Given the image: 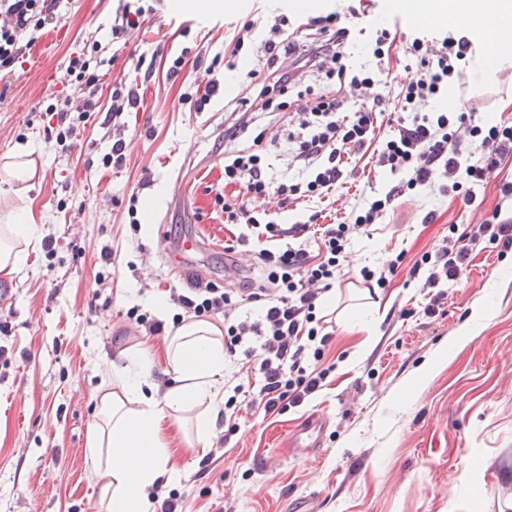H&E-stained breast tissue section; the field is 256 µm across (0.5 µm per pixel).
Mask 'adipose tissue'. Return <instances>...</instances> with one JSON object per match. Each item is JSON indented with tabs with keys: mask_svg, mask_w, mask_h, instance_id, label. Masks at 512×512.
<instances>
[{
	"mask_svg": "<svg viewBox=\"0 0 512 512\" xmlns=\"http://www.w3.org/2000/svg\"><path fill=\"white\" fill-rule=\"evenodd\" d=\"M412 10L429 20L464 12L474 22L497 21L496 43L512 41V0H413ZM25 202H18L0 225V273L20 272L25 263L24 242L31 236ZM127 363L116 371V386L102 390L99 418L88 439V452L102 481L105 512H149V494L163 478L174 479L161 421L189 407L198 408V441L211 434L213 419L204 410L218 395L224 379V341L220 328L208 321H189L171 336L167 363L176 380L159 391L151 378L148 350L126 351Z\"/></svg>",
	"mask_w": 512,
	"mask_h": 512,
	"instance_id": "obj_1",
	"label": "adipose tissue"
}]
</instances>
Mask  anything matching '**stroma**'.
I'll list each match as a JSON object with an SVG mask.
<instances>
[{"mask_svg":"<svg viewBox=\"0 0 512 512\" xmlns=\"http://www.w3.org/2000/svg\"><path fill=\"white\" fill-rule=\"evenodd\" d=\"M201 0L179 10L159 0L139 29L113 39L112 17L138 0H56L45 26L29 31L14 71L0 75V163L36 144L34 174L26 182L33 233L22 271L0 274L11 292L0 302V512H104L101 484L87 453L98 388L109 363L147 347L160 386L174 378L165 335L145 336L127 319L131 307L171 323L178 308L170 287H252L261 283L254 252L285 247L255 229L224 221V104L244 96L241 58L222 92L203 111L180 99L186 84L207 83V67L223 54L237 24L287 15L291 25L354 8V25L371 28L399 19L401 30L455 34L469 27L461 15L431 24L396 9L394 0ZM106 50L95 70L97 102L68 147L56 141L46 107L72 89L66 68L84 41ZM190 51V63L168 76L164 58ZM153 74L142 79L143 61ZM467 65L451 106L468 104L478 116L512 120V80H477ZM137 84L141 104L111 119L112 91ZM124 140L125 159L103 158ZM267 175L298 183L306 170L293 161V143L277 134L264 143ZM340 198L301 205L271 198L272 220L300 224L319 215L329 224L344 210L383 195L392 180L353 160ZM512 183V155L477 190L474 202L425 187L399 199L371 236L354 240L344 277L331 288L335 368L322 388L282 414L242 409L239 430L224 433V401L210 411L214 436L187 438L172 419L161 427L177 473L172 489L179 512H292L310 499L315 512H512V252L483 243L459 278L446 285L439 312L427 316L421 276L410 269L423 253L445 245L449 225L470 229L502 208L501 188ZM137 195L138 226L127 215ZM204 238L208 249L172 264L182 238ZM54 254H47L46 244ZM234 245L226 253L225 245ZM112 249L107 285L96 289L102 246ZM404 264L391 288L368 289L362 267L383 264L399 251ZM321 414L323 446L294 455L292 429ZM224 443H217V436Z\"/></svg>","mask_w":512,"mask_h":512,"instance_id":"stroma-1","label":"stroma"}]
</instances>
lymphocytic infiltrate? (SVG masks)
I'll list each match as a JSON object with an SVG mask.
<instances>
[{
	"label": "lymphocytic infiltrate",
	"mask_w": 512,
	"mask_h": 512,
	"mask_svg": "<svg viewBox=\"0 0 512 512\" xmlns=\"http://www.w3.org/2000/svg\"><path fill=\"white\" fill-rule=\"evenodd\" d=\"M54 4L52 0H0V71H11L19 61L22 41L28 30L42 28ZM287 20L277 15L268 21L265 39L255 41L256 21L243 23L233 36L228 55L213 58L206 85L189 84L181 99L204 110L218 92L222 69H235V59L245 50L258 48L264 68L246 72L243 82L247 95L239 102L240 115L224 131L233 143L224 155V183L238 186L237 196L224 202V221L228 224L263 225L267 237L286 233L282 225L261 222L266 199L321 197L338 191L344 176L345 155L372 149L379 172L396 176L397 181L384 197L365 207L347 212L343 221L326 225L316 252L302 246L256 254L264 282L257 288L222 289L211 286L186 294L171 289L170 298L190 317L220 315L224 318V352L244 353L257 382L253 389L235 385L224 401V418L229 431H236L234 417L241 406L282 412L299 406L320 388L328 374L320 363L332 340L316 303L344 274L350 243L368 234L392 207L394 201L419 186L431 184L434 176L448 181L451 192L474 201L475 189L497 167L500 159L512 154V122H477L474 113L461 109L438 112L419 111V101L447 96L448 89L463 73L462 64L474 57L468 35L445 36L439 40L414 37L403 54L408 62L400 80H392L390 50L397 34L388 29L370 31L368 45L374 67L353 68L347 52L353 45L354 31L340 22L338 13L319 16L307 22L316 31L311 43H289ZM323 74L325 89L304 98L295 96L304 77ZM70 84L84 101L80 106L65 104L55 111L58 140L74 137L87 112L93 108L85 92L97 76L90 71L84 56L70 59L67 69ZM397 88V115L394 127L385 136H376V107L383 104L388 88ZM357 92L354 109L343 111L341 95L345 89ZM280 113L287 138L294 144L297 161L308 177L296 184L275 183L266 174L263 142L268 133L266 115ZM490 242L501 251L512 250V222L492 215L466 238L449 234L448 244L434 255L422 254L412 266L425 271L424 287L433 291L425 314H434L441 300L436 289L442 282L457 279L470 247ZM249 306L259 307L257 319L243 316Z\"/></svg>",
	"instance_id": "1"
}]
</instances>
